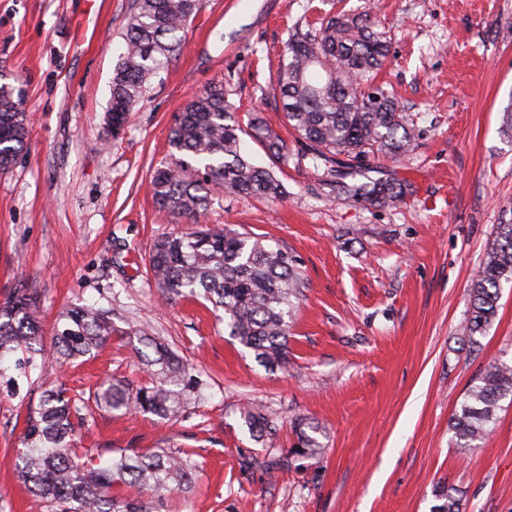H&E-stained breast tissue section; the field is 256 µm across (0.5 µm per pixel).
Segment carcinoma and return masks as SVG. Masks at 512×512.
Wrapping results in <instances>:
<instances>
[{
	"label": "carcinoma",
	"instance_id": "cac0c4a2",
	"mask_svg": "<svg viewBox=\"0 0 512 512\" xmlns=\"http://www.w3.org/2000/svg\"><path fill=\"white\" fill-rule=\"evenodd\" d=\"M200 7L201 0H133L125 52L112 76V136L120 134L126 114L143 98L148 77L169 65L182 49L185 28ZM387 51L386 32L374 22L339 13L318 28L293 33L274 77L284 119L307 142L313 164L325 167L331 191L382 208L403 200L409 184L368 176L355 181L349 169L376 156L396 159L415 139L414 123L395 97L372 84ZM245 135L262 146L271 165L258 166L242 151ZM27 136L20 91L0 85L1 172L15 164ZM168 144V160L150 178L152 198L159 208L194 228L153 244L149 267L157 287L168 301L185 293L210 301L224 311L229 335L250 349L260 365L269 370L283 366L294 309L307 288L301 262L288 250L250 233L203 228L200 219L217 191L282 197L285 186L274 168L288 164L286 144L258 119L242 126L228 110L221 83L191 98L171 127ZM341 155L348 160L339 159ZM503 282H512V224L499 225L472 289L464 326L472 348L495 318ZM38 302L37 290L24 279L0 302V359L21 351L27 357L18 365H30L42 352ZM114 331L109 312L93 305L70 308L54 327V349L64 362L90 356ZM136 355L152 386L135 389L123 380H107L87 398L69 396L66 388L54 386L42 392L29 415L17 471L52 512H155L161 496L180 489L195 468L189 454L170 448L122 451L104 466L94 463L90 450L78 455L74 436L86 422L80 410L89 404L113 413L142 411L170 418L179 414L195 389L193 365L164 346L148 341ZM508 396L512 364H489L468 389L451 423L456 448L469 454L490 432L500 401ZM246 422L258 435L271 428L259 410L248 411ZM319 451L316 439L302 432L291 457L311 458ZM116 484L137 488L138 496L112 494ZM435 498L431 512L466 510L464 495L456 488L443 486Z\"/></svg>",
	"mask_w": 512,
	"mask_h": 512
}]
</instances>
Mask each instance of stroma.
<instances>
[{"label": "stroma", "instance_id": "1", "mask_svg": "<svg viewBox=\"0 0 512 512\" xmlns=\"http://www.w3.org/2000/svg\"><path fill=\"white\" fill-rule=\"evenodd\" d=\"M131 4L0 0V81L20 89L29 118L26 148L0 174V301L26 280L44 331L29 378H0V512H50L15 455L42 389L150 384L134 355L144 336L202 372L201 395L170 420L93 411L77 445L106 458L190 453L185 489L160 512H430L448 485L468 512H512V401L469 455L450 427L484 367L512 361V282L479 348L460 329L498 227L512 221V0H203L184 50L149 78L113 138L110 86ZM342 11L386 31L376 82L414 121L410 152L372 162L412 188L392 208L332 197L272 90L290 33ZM218 82L240 122L258 115L288 144L284 197L219 192L204 220L264 237L303 265L306 298L288 361L273 371L210 302H165L149 271L153 241L188 229L154 204L150 173L186 103ZM84 304L111 312L120 333L94 358L58 364L56 319ZM252 408L270 434L252 436ZM300 429L314 430L320 455L290 458Z\"/></svg>", "mask_w": 512, "mask_h": 512}]
</instances>
